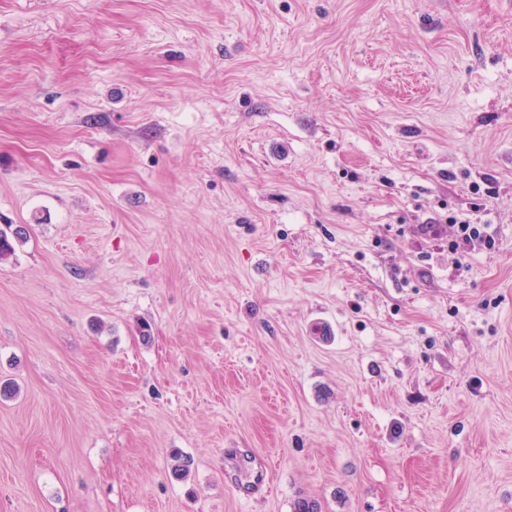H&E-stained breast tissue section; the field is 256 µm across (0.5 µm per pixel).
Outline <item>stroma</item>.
Instances as JSON below:
<instances>
[{
  "label": "stroma",
  "instance_id": "stroma-1",
  "mask_svg": "<svg viewBox=\"0 0 512 512\" xmlns=\"http://www.w3.org/2000/svg\"><path fill=\"white\" fill-rule=\"evenodd\" d=\"M10 227L0 512H512V0H0Z\"/></svg>",
  "mask_w": 512,
  "mask_h": 512
}]
</instances>
